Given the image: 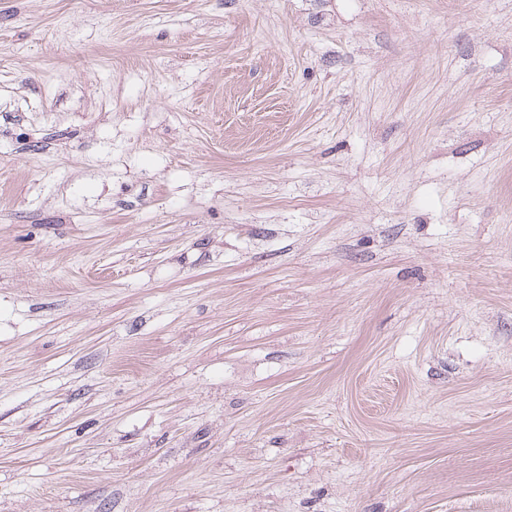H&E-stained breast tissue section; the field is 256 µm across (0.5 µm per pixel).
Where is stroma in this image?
<instances>
[{
    "instance_id": "1",
    "label": "stroma",
    "mask_w": 512,
    "mask_h": 512,
    "mask_svg": "<svg viewBox=\"0 0 512 512\" xmlns=\"http://www.w3.org/2000/svg\"><path fill=\"white\" fill-rule=\"evenodd\" d=\"M0 512H512V0H0Z\"/></svg>"
}]
</instances>
